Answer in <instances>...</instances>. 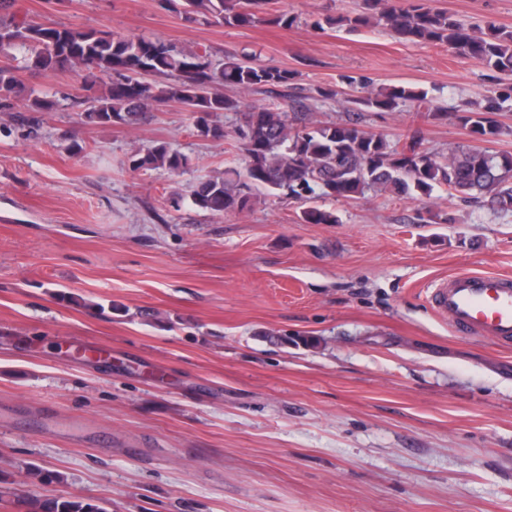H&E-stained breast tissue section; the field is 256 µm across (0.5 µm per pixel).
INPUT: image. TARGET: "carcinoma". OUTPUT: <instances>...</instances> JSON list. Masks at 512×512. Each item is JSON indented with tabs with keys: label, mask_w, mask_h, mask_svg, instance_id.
<instances>
[{
	"label": "carcinoma",
	"mask_w": 512,
	"mask_h": 512,
	"mask_svg": "<svg viewBox=\"0 0 512 512\" xmlns=\"http://www.w3.org/2000/svg\"><path fill=\"white\" fill-rule=\"evenodd\" d=\"M166 7L185 20L199 18L227 27L271 24L290 28L297 17L286 10L260 14L265 0H164ZM16 0H0V106L25 91L22 73L74 70L81 73L78 104L85 105L83 121L95 126L133 125L158 105L175 102L190 112L198 135L221 140L233 136L243 167L228 168L224 176L199 181L189 197L177 191L168 197L178 212L185 201L213 215L249 210L258 192L284 196L301 205L304 224H337L333 210L314 205L319 199L351 200L368 194L401 197L429 196L444 190L463 201L485 199L492 209L512 211V153L492 152L462 144L448 156L422 147L405 145L369 133L358 123L322 124L311 108L292 101L242 109L240 101L223 87L251 91L283 86L293 73L262 64L257 55L244 53L225 60L179 47L158 37L33 23L17 18ZM383 23L410 42L445 45L453 53L481 61L488 68L512 76V30L494 21L467 26L446 11L422 4L407 9L387 5V0H364V11L329 19L327 23L354 31ZM165 78L160 83L156 78ZM509 94L489 98L486 104L465 103L454 118L476 142H491L512 134L499 120ZM366 108L394 110L407 103L426 111L432 120L448 117L435 112L425 93L392 87L355 100ZM239 116L232 131L217 121L219 114ZM189 158L165 143L139 148L130 168L165 169L177 173ZM33 512H106L91 500L53 498L33 504Z\"/></svg>",
	"instance_id": "cac0c4a2"
}]
</instances>
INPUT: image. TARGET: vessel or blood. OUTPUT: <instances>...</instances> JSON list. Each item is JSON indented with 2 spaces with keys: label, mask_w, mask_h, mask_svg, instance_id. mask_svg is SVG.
<instances>
[{
  "label": "vessel or blood",
  "mask_w": 512,
  "mask_h": 512,
  "mask_svg": "<svg viewBox=\"0 0 512 512\" xmlns=\"http://www.w3.org/2000/svg\"><path fill=\"white\" fill-rule=\"evenodd\" d=\"M430 304L454 333L512 345V276L459 272L436 284Z\"/></svg>",
  "instance_id": "1"
}]
</instances>
